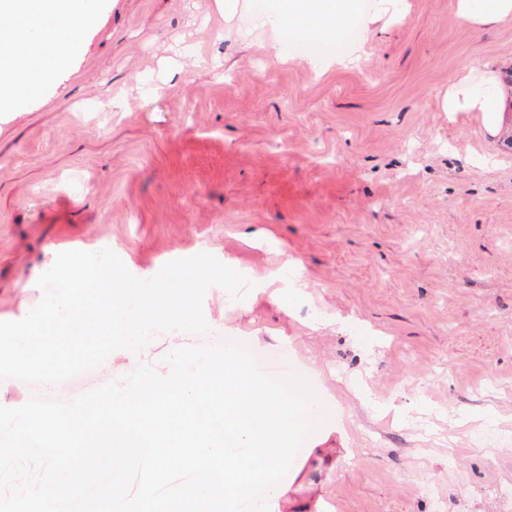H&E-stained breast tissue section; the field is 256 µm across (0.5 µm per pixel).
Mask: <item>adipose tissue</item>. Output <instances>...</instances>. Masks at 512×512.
I'll use <instances>...</instances> for the list:
<instances>
[{"label": "adipose tissue", "instance_id": "ef3b65f1", "mask_svg": "<svg viewBox=\"0 0 512 512\" xmlns=\"http://www.w3.org/2000/svg\"><path fill=\"white\" fill-rule=\"evenodd\" d=\"M457 5L460 15L478 27L512 20V0H458ZM350 8L349 0H273L259 23L323 39L327 33L317 27V20L341 26ZM100 11V0H0V15L11 18L15 33L0 53V86L16 91L15 96L0 98V108L20 103L22 91L49 86L62 68L59 53H71L85 33V14ZM438 109L478 113L487 139H507L512 135V73L489 65H463L439 93Z\"/></svg>", "mask_w": 512, "mask_h": 512}]
</instances>
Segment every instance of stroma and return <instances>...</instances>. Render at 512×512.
I'll list each match as a JSON object with an SVG mask.
<instances>
[{"mask_svg":"<svg viewBox=\"0 0 512 512\" xmlns=\"http://www.w3.org/2000/svg\"><path fill=\"white\" fill-rule=\"evenodd\" d=\"M104 0L47 93L0 112V321L38 305L58 253L109 248L136 278L205 253L208 334L156 333L152 366L249 346L307 380L320 427L268 512H512V148L437 109L461 63L512 65V22L457 0H355L331 52L268 0ZM137 368L127 351L55 386L0 380V406L69 401ZM353 458L344 464V451ZM457 5L460 15L478 27L512 20V0H458Z\"/></svg>","mask_w":512,"mask_h":512,"instance_id":"35a3bbf8","label":"stroma"}]
</instances>
